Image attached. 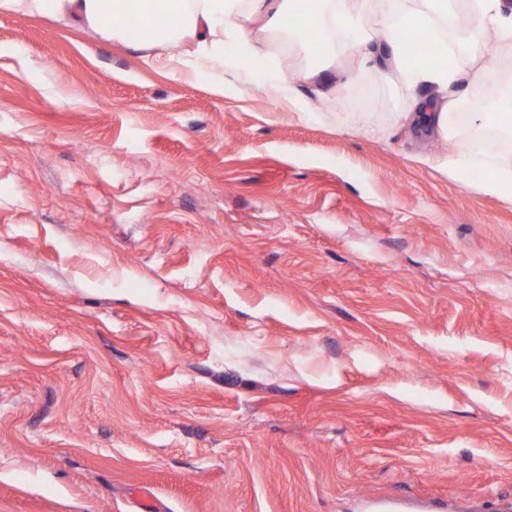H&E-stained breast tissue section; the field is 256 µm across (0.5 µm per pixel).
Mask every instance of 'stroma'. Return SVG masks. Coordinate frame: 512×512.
<instances>
[{"label":"stroma","instance_id":"1","mask_svg":"<svg viewBox=\"0 0 512 512\" xmlns=\"http://www.w3.org/2000/svg\"><path fill=\"white\" fill-rule=\"evenodd\" d=\"M145 54L0 8V512H512V203L349 42Z\"/></svg>","mask_w":512,"mask_h":512}]
</instances>
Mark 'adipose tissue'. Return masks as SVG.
I'll use <instances>...</instances> for the list:
<instances>
[{"label": "adipose tissue", "instance_id": "obj_1", "mask_svg": "<svg viewBox=\"0 0 512 512\" xmlns=\"http://www.w3.org/2000/svg\"><path fill=\"white\" fill-rule=\"evenodd\" d=\"M142 10L131 14L138 26L137 35H129L126 27L115 23V15L125 12L127 0H0V4L31 14H44L55 20L74 22L87 32L107 38L132 40L133 44L155 47L147 56L148 65H191L199 69L220 68L224 64L242 67L246 73L258 75L277 93L279 99L307 116L306 100L281 76L269 54L263 52L246 34L242 25L225 27L224 14L231 10L230 0H142ZM422 7L394 11L375 17L365 0H309L308 8L295 15L288 29L292 41L314 45L320 56H327L331 44L326 29L359 42L364 52L361 65L378 67L389 60L412 88L433 87L440 100L416 97L415 109L395 116L398 125L423 123L439 135L452 139L454 148L443 161V169L455 173L470 165H480L484 172L483 192L512 201V153L490 154L484 133L502 129L512 133V85L495 83L499 44L483 37L485 30H498L502 42L512 40V12L502 0H422ZM450 21L465 28L471 49L483 60L470 77H463L455 65L449 64L448 43L434 41L430 50L417 58L407 56L410 34L424 32L437 21ZM488 87L491 109L458 115V106L467 92L463 82Z\"/></svg>", "mask_w": 512, "mask_h": 512}]
</instances>
